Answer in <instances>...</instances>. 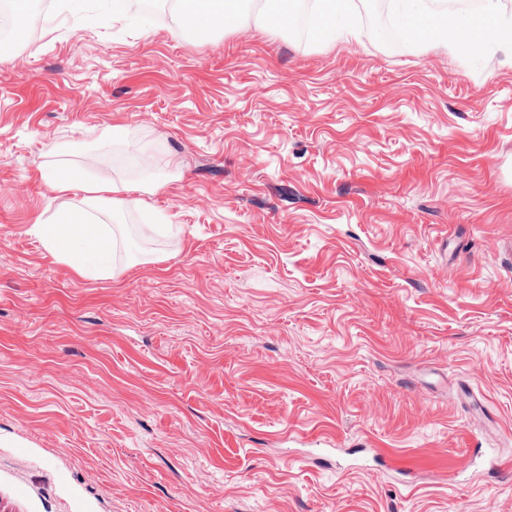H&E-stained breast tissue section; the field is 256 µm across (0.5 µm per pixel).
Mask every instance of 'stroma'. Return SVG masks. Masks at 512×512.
Segmentation results:
<instances>
[{"mask_svg": "<svg viewBox=\"0 0 512 512\" xmlns=\"http://www.w3.org/2000/svg\"><path fill=\"white\" fill-rule=\"evenodd\" d=\"M52 0L0 51V512H512V51ZM166 179L114 274L32 227ZM136 162L112 167L113 156Z\"/></svg>", "mask_w": 512, "mask_h": 512, "instance_id": "1", "label": "stroma"}]
</instances>
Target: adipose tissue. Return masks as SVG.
Returning <instances> with one entry per match:
<instances>
[{"mask_svg":"<svg viewBox=\"0 0 512 512\" xmlns=\"http://www.w3.org/2000/svg\"><path fill=\"white\" fill-rule=\"evenodd\" d=\"M182 13L175 21L179 28L206 37L224 27L227 0H181ZM398 23L421 29L425 45L453 56L470 53L478 56L490 49L512 47V19L505 16L503 0H483L486 26L475 32L472 16L464 11L439 10L430 0H397ZM320 17L326 18V39L350 41L360 31L351 22L352 0H316ZM53 191L74 190L82 199L59 208L50 222L37 223L35 233L59 262L80 277L93 280L111 275L117 241L110 221L129 206L145 207L147 196L166 185L164 179L149 178L138 184L124 181L90 180L86 170L74 164H62L44 177Z\"/></svg>","mask_w":512,"mask_h":512,"instance_id":"obj_1","label":"adipose tissue"}]
</instances>
